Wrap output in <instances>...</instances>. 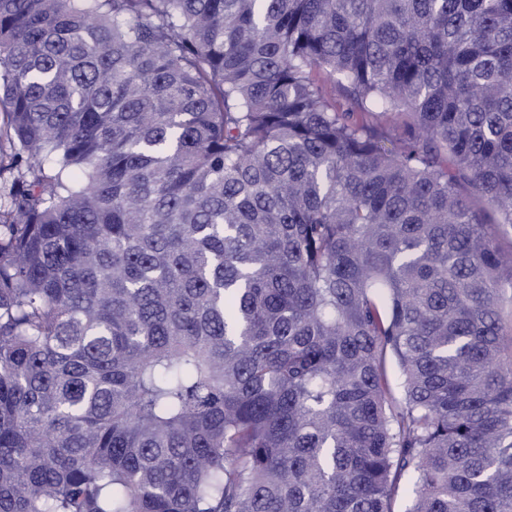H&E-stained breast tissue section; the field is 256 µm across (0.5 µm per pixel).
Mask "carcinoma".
I'll list each match as a JSON object with an SVG mask.
<instances>
[{
    "label": "carcinoma",
    "instance_id": "1",
    "mask_svg": "<svg viewBox=\"0 0 512 512\" xmlns=\"http://www.w3.org/2000/svg\"><path fill=\"white\" fill-rule=\"evenodd\" d=\"M508 228L512 0H0V512H512Z\"/></svg>",
    "mask_w": 512,
    "mask_h": 512
}]
</instances>
